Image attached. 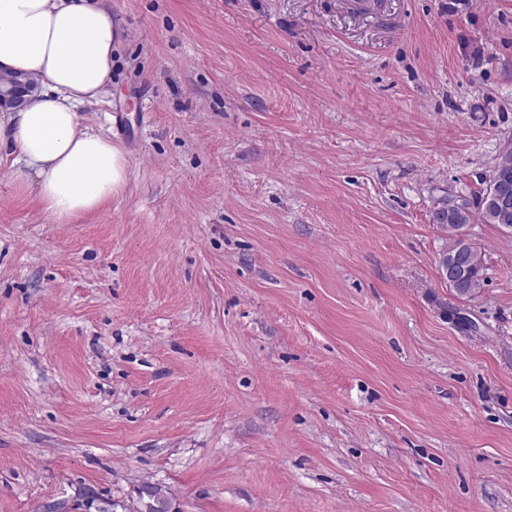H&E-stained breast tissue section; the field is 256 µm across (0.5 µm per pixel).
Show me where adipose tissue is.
<instances>
[{
    "label": "adipose tissue",
    "mask_w": 512,
    "mask_h": 512,
    "mask_svg": "<svg viewBox=\"0 0 512 512\" xmlns=\"http://www.w3.org/2000/svg\"><path fill=\"white\" fill-rule=\"evenodd\" d=\"M123 34L110 0H0V77L37 83L23 106L0 110V149L57 223L99 208L128 180L122 148L79 117L110 91Z\"/></svg>",
    "instance_id": "1"
}]
</instances>
